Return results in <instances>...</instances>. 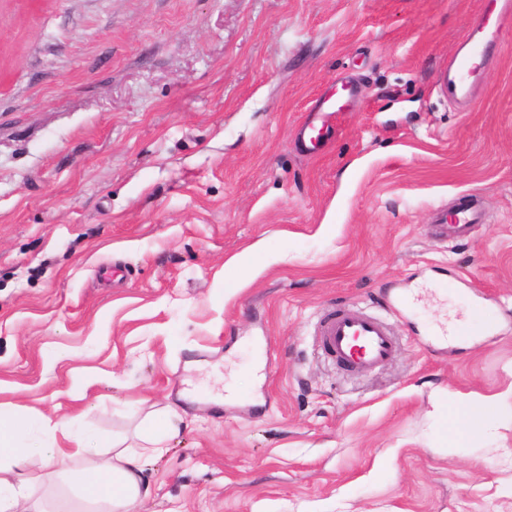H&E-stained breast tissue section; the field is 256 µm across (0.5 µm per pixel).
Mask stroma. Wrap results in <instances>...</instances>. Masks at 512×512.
I'll return each mask as SVG.
<instances>
[{
	"mask_svg": "<svg viewBox=\"0 0 512 512\" xmlns=\"http://www.w3.org/2000/svg\"><path fill=\"white\" fill-rule=\"evenodd\" d=\"M489 3L0 0V403L127 446L176 406L137 512H512V18L441 86ZM334 305L394 358L326 359ZM452 395L497 403L459 442ZM489 24V17L480 14L473 19L464 32L461 44L449 63L446 75L448 94L456 98L469 95L473 80L478 73L476 59H484L488 48L496 37Z\"/></svg>",
	"mask_w": 512,
	"mask_h": 512,
	"instance_id": "stroma-1",
	"label": "stroma"
}]
</instances>
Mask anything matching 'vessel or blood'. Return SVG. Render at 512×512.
<instances>
[{
	"label": "vessel or blood",
	"instance_id": "b4317fda",
	"mask_svg": "<svg viewBox=\"0 0 512 512\" xmlns=\"http://www.w3.org/2000/svg\"><path fill=\"white\" fill-rule=\"evenodd\" d=\"M495 38L487 15H478L466 29L459 50L449 63L446 86L449 95L467 97L478 73L477 60L485 58ZM323 352L338 364L366 371L385 364L396 352L387 326L362 312L332 308L319 324Z\"/></svg>",
	"mask_w": 512,
	"mask_h": 512
}]
</instances>
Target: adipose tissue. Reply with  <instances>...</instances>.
I'll return each instance as SVG.
<instances>
[{
	"mask_svg": "<svg viewBox=\"0 0 512 512\" xmlns=\"http://www.w3.org/2000/svg\"><path fill=\"white\" fill-rule=\"evenodd\" d=\"M172 412L149 414L138 444L120 447L93 434L55 423L51 435L22 446L23 423L0 409V512H136L148 489L147 459L160 454L176 432Z\"/></svg>",
	"mask_w": 512,
	"mask_h": 512,
	"instance_id": "1",
	"label": "adipose tissue"
}]
</instances>
